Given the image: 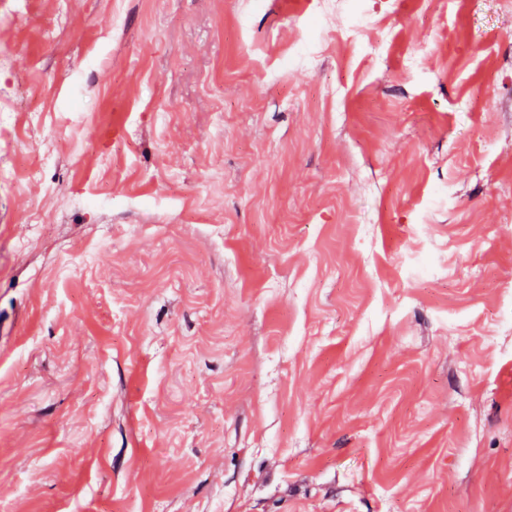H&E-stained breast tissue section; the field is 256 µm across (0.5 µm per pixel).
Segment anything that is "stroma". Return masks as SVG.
Wrapping results in <instances>:
<instances>
[{
  "label": "stroma",
  "instance_id": "1",
  "mask_svg": "<svg viewBox=\"0 0 512 512\" xmlns=\"http://www.w3.org/2000/svg\"><path fill=\"white\" fill-rule=\"evenodd\" d=\"M315 4L0 0V512H512V0ZM335 6L334 0H322L318 2V7L314 11V16L310 17L307 21L306 31L295 43L288 53L282 60L281 65L288 67V64L297 61H311L313 59L314 42L323 37V27L321 24L322 19L326 14L333 9ZM336 7H341L348 19L347 35L354 34L363 21V0H336Z\"/></svg>",
  "mask_w": 512,
  "mask_h": 512
}]
</instances>
